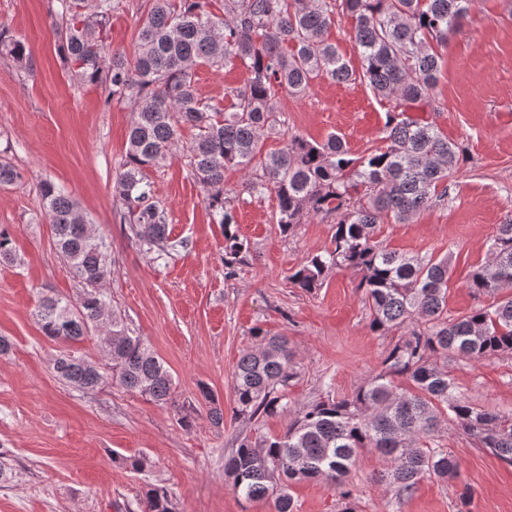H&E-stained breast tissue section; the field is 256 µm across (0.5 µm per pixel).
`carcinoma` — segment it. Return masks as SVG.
<instances>
[{"instance_id":"obj_1","label":"carcinoma","mask_w":512,"mask_h":512,"mask_svg":"<svg viewBox=\"0 0 512 512\" xmlns=\"http://www.w3.org/2000/svg\"><path fill=\"white\" fill-rule=\"evenodd\" d=\"M475 0H224V16L213 0H152L140 19L133 58L110 52L107 32L117 0H51L58 52L77 80L105 86L106 103H127L133 119L120 172L113 186L123 219L153 260L187 246L170 239L165 210L155 200L148 171L177 153L186 158L203 201L224 230V276L248 263L251 246L238 231L235 197L224 187V172L247 176L253 196H276V223L283 235L308 217L334 224L331 247L308 255L288 277L312 293L335 269L360 274L369 326L374 332L406 329L370 380L343 398L320 397L288 409L287 391L300 373L288 339L252 329L253 346L233 374L237 418L250 424L236 436L224 461V477L248 502L265 501L273 512H294L292 488L328 481L336 487L340 512H358L353 469L359 450L372 448L395 499L411 495L425 478L448 481L458 463L435 439L443 418L456 423L500 459L512 464V414L483 409L460 397L440 359L472 361L512 352V218L499 225L485 264L468 288L493 302L458 318L445 316L450 258L409 256L377 239L382 224H407L426 207L442 204L457 172L460 147L415 115L432 106L439 71L433 43L458 30ZM353 22V39L363 80L389 104L384 145L359 157L343 139L325 142L280 129L279 94L304 96L319 76L339 83L353 73L326 32L336 16ZM0 56L29 69L26 46L0 30ZM236 60L249 71L247 82L224 93L228 108L198 95L195 69L217 70ZM196 131L181 144L183 128ZM284 137L281 149L262 153L264 139ZM45 217L56 250L83 285L77 300L44 296L35 316L44 335L78 342L105 324V362L73 352L53 360L60 379L83 390L112 383L152 401L173 398L174 379L139 336L130 335L110 310L102 286L110 275L103 238L87 236V214L50 179L40 183ZM17 260L11 233L0 227V262ZM404 377L405 389L395 384ZM288 414L280 435H267L263 417ZM145 512H173L167 492L150 488Z\"/></svg>"}]
</instances>
